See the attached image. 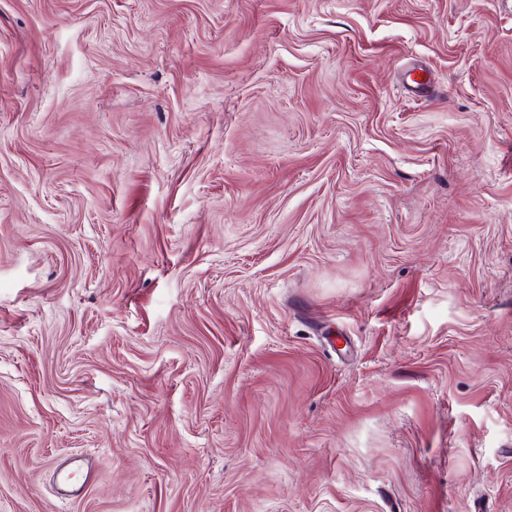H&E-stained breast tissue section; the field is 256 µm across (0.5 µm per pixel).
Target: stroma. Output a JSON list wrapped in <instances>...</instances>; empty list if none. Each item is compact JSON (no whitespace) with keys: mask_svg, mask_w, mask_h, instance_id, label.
Wrapping results in <instances>:
<instances>
[{"mask_svg":"<svg viewBox=\"0 0 512 512\" xmlns=\"http://www.w3.org/2000/svg\"><path fill=\"white\" fill-rule=\"evenodd\" d=\"M0 512H512V0H0Z\"/></svg>","mask_w":512,"mask_h":512,"instance_id":"stroma-1","label":"stroma"}]
</instances>
